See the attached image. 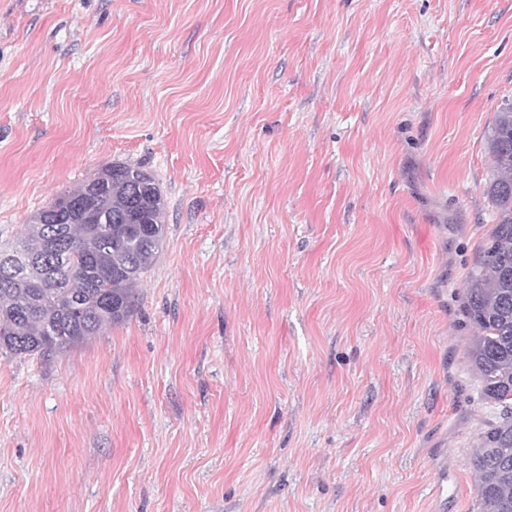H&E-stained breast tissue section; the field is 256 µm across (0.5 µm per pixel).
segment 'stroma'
Segmentation results:
<instances>
[{
  "label": "stroma",
  "instance_id": "1",
  "mask_svg": "<svg viewBox=\"0 0 512 512\" xmlns=\"http://www.w3.org/2000/svg\"><path fill=\"white\" fill-rule=\"evenodd\" d=\"M512 0H0V244L113 164L122 325L0 356V512H477L462 289Z\"/></svg>",
  "mask_w": 512,
  "mask_h": 512
}]
</instances>
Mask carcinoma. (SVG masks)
I'll return each instance as SVG.
<instances>
[{
    "label": "carcinoma",
    "instance_id": "cac0c4a2",
    "mask_svg": "<svg viewBox=\"0 0 512 512\" xmlns=\"http://www.w3.org/2000/svg\"><path fill=\"white\" fill-rule=\"evenodd\" d=\"M497 222L463 288L467 359L490 410L470 463L478 512H512V102L489 129ZM164 201L154 176L115 163L57 194L8 249L0 248V350L61 354L126 322L139 285L165 242Z\"/></svg>",
    "mask_w": 512,
    "mask_h": 512
}]
</instances>
